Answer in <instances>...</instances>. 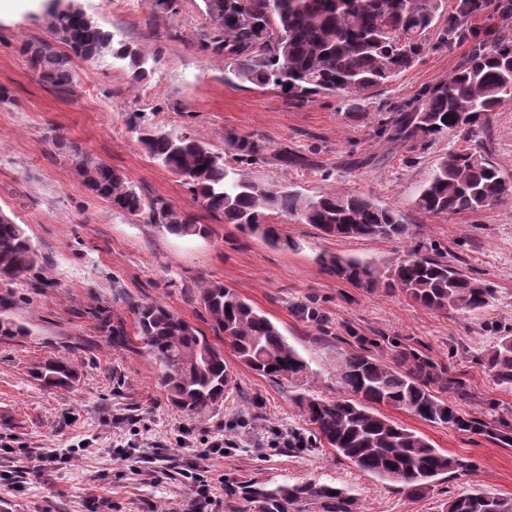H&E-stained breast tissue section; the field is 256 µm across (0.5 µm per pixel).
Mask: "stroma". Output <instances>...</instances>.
Segmentation results:
<instances>
[{"mask_svg":"<svg viewBox=\"0 0 512 512\" xmlns=\"http://www.w3.org/2000/svg\"><path fill=\"white\" fill-rule=\"evenodd\" d=\"M46 0H14L0 13V213L25 225L43 256L41 287L12 288L5 315L29 333L0 337V445L74 448L84 456L23 486L0 481V512H181L191 495L185 472L202 438L233 436V451L210 461L211 479L301 483L319 480L349 490L365 512H442L462 492L512 499V443L428 423L403 410L387 414L421 433L465 467L440 476L430 492L412 499L393 483L359 471L331 448L292 450L268 443L270 431L308 433L295 402L297 387L271 381L224 358L237 385L223 404L191 419L175 410L158 384L159 367L145 352L112 349L100 325L107 310L124 315V296L160 300L198 328L201 289L218 282L235 289L266 314L316 370L309 389L336 397L332 376L337 351L373 340L372 353L387 363L414 352L462 391L444 390L465 416L493 417L512 427V387L493 380L484 360L499 337L512 335V199L478 212L435 216L414 201L448 151L486 147L490 160L512 175V105L486 126L445 134L436 142L395 144L378 133L394 105L413 100L444 79L466 45L425 52L419 62L371 96L354 101L317 95L294 103L272 87L226 79L224 58L202 45L213 23L203 0H178L163 13L154 0H81L115 38L140 47L150 73L130 83L110 56L74 60L76 87L61 95L44 85L23 53L25 43L48 37ZM173 133L187 132L232 158V142L255 144L264 163L252 176L285 182L309 197L334 189L370 196L394 209L417 232L407 240L325 237L309 224L271 214L290 242L274 248L200 210L183 178L146 154L133 129L138 120ZM61 136L85 153L123 171L147 197H161L196 212L212 234L201 238L166 232L120 214L87 193L76 159L51 145ZM287 151L293 164L275 154ZM424 246L493 290L488 311H431L400 290L374 292L337 279L323 257L372 262L389 272L409 250ZM74 356L79 375L67 391L47 390L32 370L56 355ZM138 446L147 461L133 469L119 448ZM169 455L162 472L149 460Z\"/></svg>","mask_w":512,"mask_h":512,"instance_id":"obj_1","label":"stroma"}]
</instances>
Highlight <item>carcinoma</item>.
Returning <instances> with one entry per match:
<instances>
[{
    "mask_svg": "<svg viewBox=\"0 0 512 512\" xmlns=\"http://www.w3.org/2000/svg\"><path fill=\"white\" fill-rule=\"evenodd\" d=\"M216 22L206 48L224 56L236 78L258 87L273 86L291 102L312 95L366 97L410 69L431 47L467 43L469 49L448 78L424 88L382 125L392 142L436 139L462 127H474L488 113L512 102V0H425L430 10H408L402 0H203ZM438 29L436 42L429 31ZM49 39L28 42L24 51L41 79L60 93L75 85L72 57L86 60L110 53L128 61V78L148 75L147 57L132 45L113 43L112 34L83 9L79 0H58L48 10ZM67 47L60 52L55 44ZM147 155L185 178L199 205L241 233L273 247L288 237L269 223L272 213L295 217L328 237L401 239L411 227L400 216L363 194L333 190L315 198L284 184L261 181L230 166L211 144L188 134L153 126L136 129ZM54 148L79 157L84 189L109 200L112 207L181 236L208 237L212 229L191 212L163 198H147L119 170L57 137ZM260 155L250 142L237 145L235 161L247 164ZM512 197V176L504 174L482 151L467 148L443 157L415 199L418 210L432 215L476 212ZM336 278L359 288H398L433 311L463 310L480 314L491 289L448 264L443 256L410 250L384 277L372 264L342 256L320 257ZM41 255L22 225L0 213V288H10L40 266ZM125 310L136 326L139 343L160 367L159 384L168 402L195 417L216 409L236 385L224 350L162 303L126 296ZM203 318L233 350L238 362L273 381H316L298 349L278 326L234 289L212 282L201 289ZM115 350L131 348L126 320L108 325ZM494 380L512 386V336L499 337L487 354ZM344 395L335 399L300 393L299 408L311 426L314 442L360 471L398 485L399 491L423 496L438 477L466 464L453 459L423 435L403 427L380 411L405 410L425 421L496 435L491 422L465 418L437 395L433 367L413 355L390 365L364 348L336 353L332 367ZM78 374L69 359L55 358L34 369L49 389L70 388ZM224 494L241 495L254 512H364L358 498L344 488L316 480L293 483L224 484ZM442 512H512V501L483 493H461Z\"/></svg>",
    "mask_w": 512,
    "mask_h": 512,
    "instance_id": "obj_1",
    "label": "carcinoma"
}]
</instances>
